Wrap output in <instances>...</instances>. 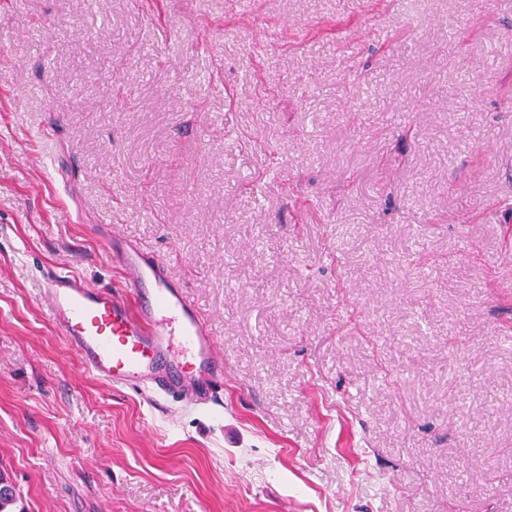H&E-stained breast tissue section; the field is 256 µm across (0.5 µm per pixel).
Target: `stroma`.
Instances as JSON below:
<instances>
[{"label":"stroma","instance_id":"1","mask_svg":"<svg viewBox=\"0 0 512 512\" xmlns=\"http://www.w3.org/2000/svg\"><path fill=\"white\" fill-rule=\"evenodd\" d=\"M0 0V468L25 512H512V9ZM390 27L384 41L374 24ZM166 260L211 411L82 372L48 270Z\"/></svg>","mask_w":512,"mask_h":512}]
</instances>
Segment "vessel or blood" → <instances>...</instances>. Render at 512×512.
<instances>
[{
    "mask_svg": "<svg viewBox=\"0 0 512 512\" xmlns=\"http://www.w3.org/2000/svg\"><path fill=\"white\" fill-rule=\"evenodd\" d=\"M106 246L124 275L118 286L99 288L63 269L46 274L57 335L85 373L146 395L160 411L214 406L224 394V359L208 320L152 251L116 232Z\"/></svg>",
    "mask_w": 512,
    "mask_h": 512,
    "instance_id": "b4317fda",
    "label": "vessel or blood"
}]
</instances>
